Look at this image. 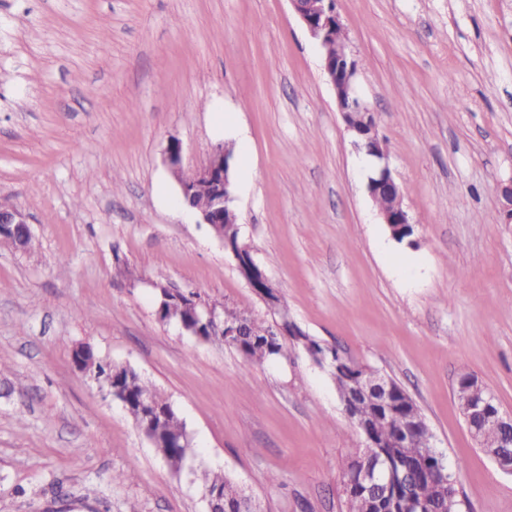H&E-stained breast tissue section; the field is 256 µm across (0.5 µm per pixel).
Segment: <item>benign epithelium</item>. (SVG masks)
<instances>
[{"mask_svg": "<svg viewBox=\"0 0 512 512\" xmlns=\"http://www.w3.org/2000/svg\"><path fill=\"white\" fill-rule=\"evenodd\" d=\"M292 8L310 38L319 46L322 52L323 68L328 77V83L334 90L337 111L340 113L346 131L349 133L352 144L359 152L374 159L377 169L368 177L366 183L367 195L372 201L378 218L385 224L391 236L404 225H412L409 213L401 206L403 190L394 178L387 164V147L380 137L378 126L373 121L374 112L359 96L357 80L359 75V60L353 47L339 50L331 54L330 46L336 42V30L343 27V23L336 13L335 0H289ZM169 170L176 179L179 187L180 199L186 200L198 194L209 198V206L205 209H196L193 214L197 223L208 224L218 229L216 236L224 240L222 224L226 221V213L233 209V189L229 177V163L224 145L216 146L209 154L207 161L200 167L186 171L182 167V147L179 141L172 140L166 149ZM502 199V223L512 224V178L499 184ZM0 224H28L27 215L13 206L0 203ZM238 269L248 265L254 273V283L259 288V296L271 310H276V302L269 295L277 294L268 277L260 266L254 261L247 248L237 245V249L230 250ZM160 302L156 308L158 320L164 324L170 320L164 317V305L172 302L189 300V307L194 310L195 325L187 327L178 324L181 333L203 341L207 336H238L239 329L228 328L224 324L223 303L206 294L196 291H186L172 281L157 287ZM91 347L83 346V350L72 355L75 368L95 379L91 371V360L87 359ZM474 376L461 375L456 383L455 395L465 421L476 416L485 421L490 427H501L509 439L505 447H512V414L503 411H493L489 408V401L495 395H489V400L483 403L475 402L469 398V384ZM393 383L390 378L376 371L368 375H358L353 379V388L342 399L343 412L349 420H354V406L360 400L377 395V400L383 405L390 403ZM383 484V475L380 469L365 470L358 481V487L371 491Z\"/></svg>", "mask_w": 512, "mask_h": 512, "instance_id": "benign-epithelium-1", "label": "benign epithelium"}]
</instances>
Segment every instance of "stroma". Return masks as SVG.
<instances>
[{"label": "stroma", "instance_id": "stroma-1", "mask_svg": "<svg viewBox=\"0 0 512 512\" xmlns=\"http://www.w3.org/2000/svg\"><path fill=\"white\" fill-rule=\"evenodd\" d=\"M335 2L413 222L401 241L290 0H0V202L33 232L0 246V512H205V471L262 512H348L356 432L327 368L180 335L156 318L158 271L391 377L462 462L461 512H512V474L455 396L471 373L512 412V0ZM173 139L188 170L232 146L239 239L280 311L180 209ZM79 344L172 403L196 447L182 471L75 369Z\"/></svg>", "mask_w": 512, "mask_h": 512}]
</instances>
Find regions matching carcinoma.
I'll return each instance as SVG.
<instances>
[{
	"label": "carcinoma",
	"mask_w": 512,
	"mask_h": 512,
	"mask_svg": "<svg viewBox=\"0 0 512 512\" xmlns=\"http://www.w3.org/2000/svg\"><path fill=\"white\" fill-rule=\"evenodd\" d=\"M243 314L245 311L241 309L224 307V321L237 324L246 322L244 336L234 342L227 336H213L210 341L235 348L251 362H263L271 357H286L288 346L301 347L315 361L322 357L334 362L335 369L331 370V376L339 393L351 387L352 376L367 370V367L340 354L336 347L322 344L303 334L301 330L296 336H278L273 328L264 322L253 317L247 321L241 319ZM93 367L101 381L107 382L114 378L121 384L124 399L128 404V414L133 419L140 418L144 400H150L163 409L169 408L170 402L144 379L136 376L129 378L126 373L117 372L114 364L99 359L94 360ZM394 388V403L390 407L385 409L372 401L363 400L360 408L361 415L381 433L398 432L403 428L410 430V434L402 436L399 441L375 449L377 459L388 462L394 471L403 475L397 496L398 506L392 507V500L387 499L382 503V510L416 512L415 505L424 501L431 504V512H459L460 502L454 485L456 479L453 468L445 464L433 444L424 437L423 431L427 425L423 422H413V419L420 416L419 408L405 401L404 389L400 385L396 384ZM153 431L160 433L167 440V447L158 449V453L173 470H182L194 454V448H186L181 443V438L187 434L185 422L171 413L166 420L155 423ZM369 461L370 458L363 449H355L344 467L341 479L347 480ZM421 461L430 467H439L443 476L449 477L453 485L444 484L438 487L427 482L415 468ZM203 487L206 490L218 488L223 491L224 506L232 509V512H250V506L245 501L246 494L228 475L221 472L207 474L203 478ZM346 501L348 512H376L373 499L370 497L348 495Z\"/></svg>",
	"instance_id": "carcinoma-1"
}]
</instances>
